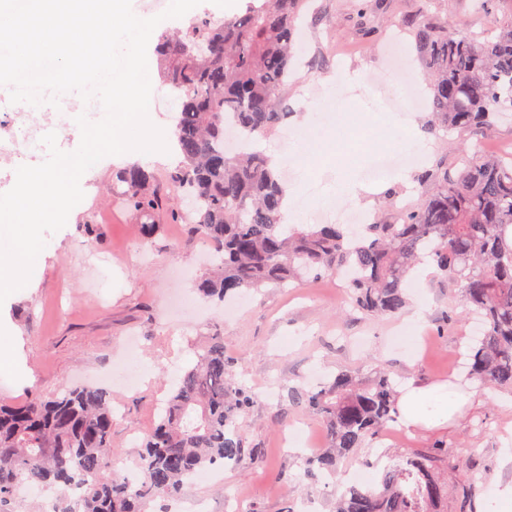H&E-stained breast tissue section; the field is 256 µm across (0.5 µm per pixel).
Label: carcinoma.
I'll return each instance as SVG.
<instances>
[{"instance_id": "carcinoma-1", "label": "carcinoma", "mask_w": 512, "mask_h": 512, "mask_svg": "<svg viewBox=\"0 0 512 512\" xmlns=\"http://www.w3.org/2000/svg\"><path fill=\"white\" fill-rule=\"evenodd\" d=\"M310 0H246L221 22L209 15L159 37L160 76L180 103L175 169L159 177L141 166L112 175V195L125 201L150 237L160 218L180 220L169 195L189 194L192 233L213 248L215 262L197 281L221 301L267 285H299L311 271H353V307L374 318L395 316L408 304L406 288L429 264L460 298L463 314L481 318L482 335L467 346L466 377L512 393V163L454 146L418 175L419 198L389 204L359 235L337 224L283 223L285 187L271 158L258 147L231 148L226 134L254 142L274 134L291 116L286 90L293 76L297 22ZM495 36L465 33L463 21L424 15L410 24L429 85L426 129L493 131L512 110V14L487 20ZM218 337L169 390L137 454L136 484L115 475L111 397L73 385L50 398L0 405V512H23L19 485L56 493L55 512H73L68 491L83 485L81 512H147L157 498L173 499L198 472L259 457L239 419L254 395L235 379ZM400 392L390 373L375 368L338 371L292 406L322 419L326 445L305 458L306 477H336L339 465L371 447L399 415ZM436 440L416 458L382 471L374 484L336 493V512H440L447 493L437 476Z\"/></svg>"}]
</instances>
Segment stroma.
<instances>
[{
  "label": "stroma",
  "mask_w": 512,
  "mask_h": 512,
  "mask_svg": "<svg viewBox=\"0 0 512 512\" xmlns=\"http://www.w3.org/2000/svg\"><path fill=\"white\" fill-rule=\"evenodd\" d=\"M314 10L328 14L329 22L313 25L301 21L303 53L288 85V105L295 118L309 108L324 104L317 116L329 123L331 116L346 119L359 129L353 146L336 153V161L324 174L315 176L303 193V208L315 224L334 223L332 203L316 205L325 181L347 175L365 180L369 190L359 200H343L345 211L374 215L383 205V192L402 185L406 202H415V183H401L395 170L373 172L376 156L389 149L398 131L381 123L378 108L405 116L410 123H424L427 106H415L404 96L403 86L387 76L370 86L364 81L372 71L385 72L388 57H396L419 92L427 85L416 58L408 19L430 12L451 21H470L473 33H482L476 0H387L371 31L360 30L351 18L352 0H313ZM147 53L152 86L148 116L153 125L173 140L175 103L160 79V61L150 38ZM355 71L353 86L337 97L325 98L326 81L338 71ZM11 89L0 86V137L18 135L19 153L12 162H0V181L15 179L23 165L44 162L49 151L39 138H24L25 129H58L60 150L78 148L79 137L64 131L61 117L81 113L99 121L97 101H83L75 91L58 95L56 103H42L34 111L11 102ZM477 136L431 132L428 151L417 159L424 167L448 143L473 146ZM485 152L512 151V120L502 119L491 137L482 140ZM133 157L108 156L89 168L80 179L83 200L69 214L65 227L44 235L41 260L27 284L0 304V328L11 336L6 365H0V404L16 405L32 397H46L80 382L109 392L112 404L121 408L112 431L115 446L127 448L130 431L147 433L154 421V406L172 380L196 359L197 351L219 336L225 357L236 360V379L254 394V402L240 424L258 458L244 459L224 471L223 486L198 480L185 486L182 497L223 499L225 489L238 491L245 512H296L301 500H314L318 512H332L333 489L304 475V450L288 446L296 426H306L314 447H321V419L293 408L288 394L309 389L335 370L381 365L400 384L409 387L446 386L460 409L448 422L433 427L407 425L408 443H388L368 448L360 456L342 462L340 474L362 471L373 479L384 467L399 462L401 455L426 448L442 439L448 446L438 472L448 485L441 512H460L462 496L475 489V512H484L493 487H512V395L480 389L478 383L457 379V368L472 335L466 317L444 322L452 303L448 291L431 268L422 266L411 290L404 314L372 319L355 311L342 276L310 274L303 294L291 296L284 288H266L242 298L233 313H224L192 289V281L209 248L189 233L186 224H164L152 239H143L138 224L121 199L107 195L114 171L134 165ZM92 223L95 234L86 236L83 223ZM185 299L182 313L165 309L169 293ZM419 314L428 342L422 349L410 347L409 317ZM137 334L142 348L135 358L144 373L141 384L130 387L113 380L112 362L123 354L122 341Z\"/></svg>",
  "instance_id": "obj_1"
}]
</instances>
